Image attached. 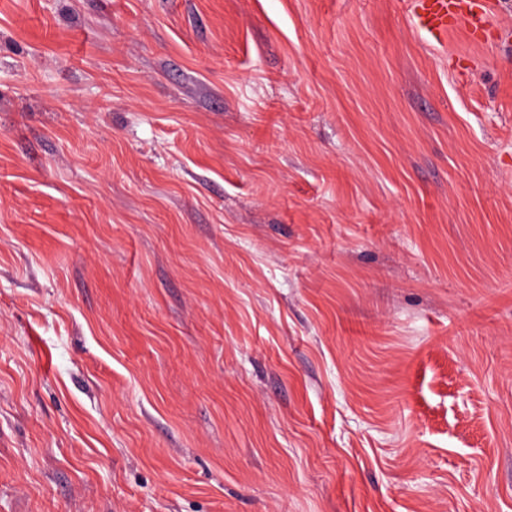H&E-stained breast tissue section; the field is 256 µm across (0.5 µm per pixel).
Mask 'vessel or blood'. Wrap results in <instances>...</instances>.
I'll use <instances>...</instances> for the list:
<instances>
[{"instance_id":"b4317fda","label":"vessel or blood","mask_w":512,"mask_h":512,"mask_svg":"<svg viewBox=\"0 0 512 512\" xmlns=\"http://www.w3.org/2000/svg\"><path fill=\"white\" fill-rule=\"evenodd\" d=\"M415 25L433 42L462 28L476 41L491 36L487 0H407Z\"/></svg>"}]
</instances>
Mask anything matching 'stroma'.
<instances>
[{"label":"stroma","instance_id":"35a3bbf8","mask_svg":"<svg viewBox=\"0 0 512 512\" xmlns=\"http://www.w3.org/2000/svg\"><path fill=\"white\" fill-rule=\"evenodd\" d=\"M0 512H512V38L0 0Z\"/></svg>","mask_w":512,"mask_h":512}]
</instances>
